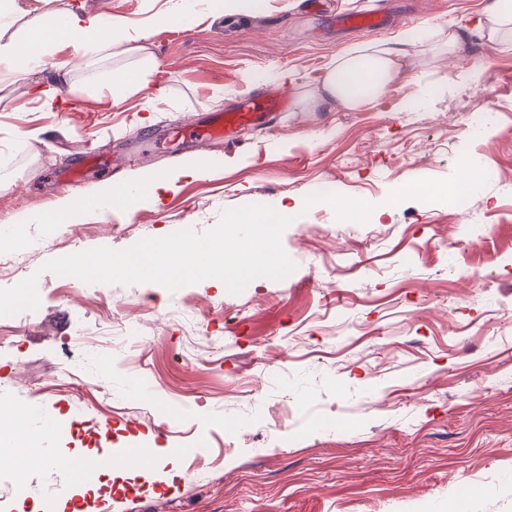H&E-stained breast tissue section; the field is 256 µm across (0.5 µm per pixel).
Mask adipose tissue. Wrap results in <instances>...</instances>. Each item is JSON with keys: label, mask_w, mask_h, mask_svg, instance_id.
<instances>
[{"label": "adipose tissue", "mask_w": 512, "mask_h": 512, "mask_svg": "<svg viewBox=\"0 0 512 512\" xmlns=\"http://www.w3.org/2000/svg\"><path fill=\"white\" fill-rule=\"evenodd\" d=\"M52 0H41L40 6L26 9L18 0H5L0 5V26L8 25L16 15L30 14L29 33L21 39L0 41V66H38L53 44L62 39L94 36L95 47L113 56L130 60V67L112 72L116 91L141 89L143 76L155 65L146 28L128 25L122 20H103L101 14L59 11ZM400 51L391 42L379 41L353 49L333 60L311 97L312 109L328 108L354 112L379 98L402 72Z\"/></svg>", "instance_id": "obj_1"}]
</instances>
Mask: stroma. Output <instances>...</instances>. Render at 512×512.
Listing matches in <instances>:
<instances>
[{
    "label": "stroma",
    "instance_id": "stroma-1",
    "mask_svg": "<svg viewBox=\"0 0 512 512\" xmlns=\"http://www.w3.org/2000/svg\"><path fill=\"white\" fill-rule=\"evenodd\" d=\"M492 0H263L251 15L225 0H55L148 27L156 66L145 87L110 98L118 61L58 43L0 91V256L19 253L14 286L42 295L0 343V404L11 406L43 463H0V512L15 494L83 483L61 463L87 448L148 450L150 489L112 490L111 512H512V40L476 28ZM381 11L373 32L340 30L343 11ZM458 31L457 59L446 40ZM400 80L358 112L312 111L302 98L353 46L397 40ZM87 59L52 106L33 88ZM481 68L479 76L467 73ZM284 88L293 102L237 145L174 128L203 123L248 94ZM493 114L474 138L468 113ZM73 157L78 180L60 168ZM480 177L464 206L443 190ZM176 177L160 202L80 211L44 241L39 216L64 196L108 194ZM360 201L337 214L335 198ZM288 208L281 244L297 268L237 294L208 278L61 287L47 260L215 226L224 210ZM110 336L121 357L82 355L80 334ZM70 417L73 430L50 422Z\"/></svg>",
    "mask_w": 512,
    "mask_h": 512
}]
</instances>
